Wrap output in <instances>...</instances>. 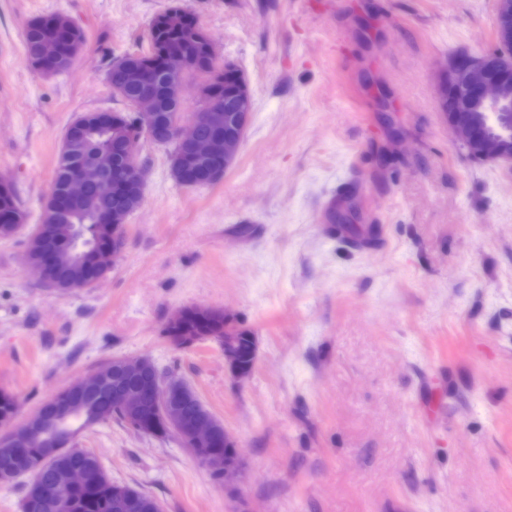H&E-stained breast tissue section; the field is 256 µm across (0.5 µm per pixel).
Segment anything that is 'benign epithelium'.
Instances as JSON below:
<instances>
[{
    "instance_id": "7a95c632",
    "label": "benign epithelium",
    "mask_w": 512,
    "mask_h": 512,
    "mask_svg": "<svg viewBox=\"0 0 512 512\" xmlns=\"http://www.w3.org/2000/svg\"><path fill=\"white\" fill-rule=\"evenodd\" d=\"M494 33L499 52L494 55L459 53L448 59V64L437 75L436 93L440 103L466 107L480 113V123L464 121L457 111L443 112L448 128L455 139L479 162L512 165V123L507 122L512 109V89L496 75L493 67L512 70V0H497ZM168 76L163 94L154 92V74L139 68L131 70L132 82L145 88L133 103L134 125L124 123L109 112H95L91 118L76 120L82 132L96 127L112 129V145L92 160L74 162L70 166L67 185L62 199L72 208L85 206L89 193L108 197L123 189L143 190L145 172L138 159V148L143 140L154 141L161 133L186 153H177L173 164L182 170L194 158L204 156L213 164L214 181L224 178L233 165L243 141L252 112V98L248 81L238 80L239 93L235 108H224L216 101L205 100L206 92L199 90L196 111L169 115L161 124V98L182 103L181 88L193 67V60L179 50L163 53L160 61ZM209 126L215 130L228 129L224 137L201 139L198 129ZM101 222L112 225V245H104L89 253L88 261L97 270L109 271L123 251L124 219L115 213H102ZM37 236L50 242V246L36 261L25 260L40 279L52 286L56 278V258L68 249V241L74 239L71 224H40ZM238 328L229 314H224V363L232 378L243 381L248 378L239 366V354L233 340ZM101 382L106 389L112 409L121 410L139 421L134 431L150 435L164 426L174 427V434L194 457L211 473L224 479V484L235 478L241 470L240 453L234 451L237 443L229 432H224V447L233 449L229 454H203L214 446L216 428L205 422L182 418L178 398L185 389L184 381L177 377L163 380L150 374L147 358L112 360V368H103L55 394V403L39 411L34 417L0 435V448L21 457V449L38 447L45 456L74 450V439L61 430L86 402V388ZM86 474L80 466H74L58 477L51 489L45 485L37 488V494L48 502L63 501L68 492L84 486ZM115 512H138V498L128 492L114 500Z\"/></svg>"
}]
</instances>
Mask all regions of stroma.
Returning a JSON list of instances; mask_svg holds the SVG:
<instances>
[{
    "label": "stroma",
    "mask_w": 512,
    "mask_h": 512,
    "mask_svg": "<svg viewBox=\"0 0 512 512\" xmlns=\"http://www.w3.org/2000/svg\"><path fill=\"white\" fill-rule=\"evenodd\" d=\"M171 2L0 0V175L27 212L0 237V390L17 422L112 359L147 356L245 458L228 490L177 439L115 421L78 434L162 512H512V168L469 157L434 89L448 57L493 48L495 0H185L249 83L237 158L185 188L168 149L143 145L121 259L58 292L24 254L65 131L125 111L109 64ZM52 13L85 35L61 77L24 52L27 22ZM189 305L252 331L248 379L215 344L167 342Z\"/></svg>",
    "instance_id": "35a3bbf8"
}]
</instances>
